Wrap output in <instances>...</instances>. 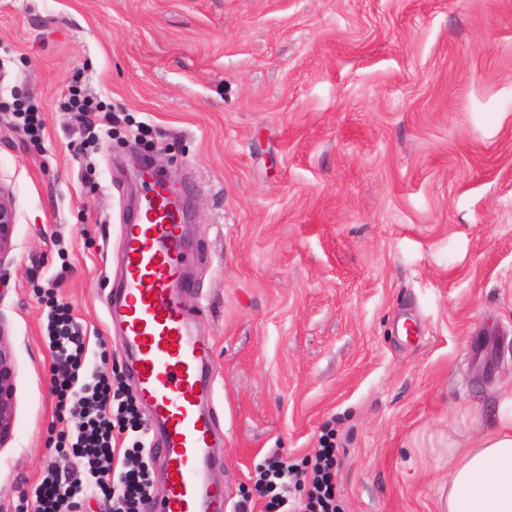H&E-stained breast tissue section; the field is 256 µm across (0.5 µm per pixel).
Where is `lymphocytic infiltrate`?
Returning <instances> with one entry per match:
<instances>
[{
    "label": "lymphocytic infiltrate",
    "instance_id": "obj_1",
    "mask_svg": "<svg viewBox=\"0 0 512 512\" xmlns=\"http://www.w3.org/2000/svg\"><path fill=\"white\" fill-rule=\"evenodd\" d=\"M47 318L57 413L59 418L71 421L76 431L75 442L57 439L54 450L83 458L92 483L86 486L76 480L64 484L55 472H48L35 490V512H81L91 492L109 500L112 512H144L153 493L149 465L139 448L118 447L116 439L117 433L139 426L135 399L115 387L108 370L90 363L87 333L68 307L52 305ZM336 465V450L327 444L318 449L306 472L276 453L259 473L256 489L269 495V512H339ZM289 475L305 485L304 500L296 502L274 495L277 481Z\"/></svg>",
    "mask_w": 512,
    "mask_h": 512
}]
</instances>
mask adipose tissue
I'll list each match as a JSON object with an SVG mask.
<instances>
[{
  "instance_id": "1",
  "label": "adipose tissue",
  "mask_w": 512,
  "mask_h": 512,
  "mask_svg": "<svg viewBox=\"0 0 512 512\" xmlns=\"http://www.w3.org/2000/svg\"><path fill=\"white\" fill-rule=\"evenodd\" d=\"M440 512H512V413L469 448L448 451Z\"/></svg>"
}]
</instances>
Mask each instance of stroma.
I'll return each mask as SVG.
<instances>
[{"mask_svg": "<svg viewBox=\"0 0 512 512\" xmlns=\"http://www.w3.org/2000/svg\"><path fill=\"white\" fill-rule=\"evenodd\" d=\"M108 113L80 149L71 91ZM41 112L29 135L14 100ZM178 182L183 302L233 512L256 469L333 432L340 512H438L448 451L512 411V0H0V295L15 370L0 512H29L56 415L46 315L134 390L107 307L138 188ZM411 318V333L401 329ZM127 432L166 482L158 432ZM14 196L11 189L0 182V259L12 248L14 225L17 223Z\"/></svg>", "mask_w": 512, "mask_h": 512, "instance_id": "stroma-1", "label": "stroma"}]
</instances>
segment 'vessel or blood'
<instances>
[{"mask_svg":"<svg viewBox=\"0 0 512 512\" xmlns=\"http://www.w3.org/2000/svg\"><path fill=\"white\" fill-rule=\"evenodd\" d=\"M187 211L176 191L150 177L134 223L123 229V276L109 314L133 357L140 397L164 426L167 487L162 512H228L209 479L211 423L197 388L209 358L195 336L177 288Z\"/></svg>","mask_w":512,"mask_h":512,"instance_id":"1","label":"vessel or blood"}]
</instances>
